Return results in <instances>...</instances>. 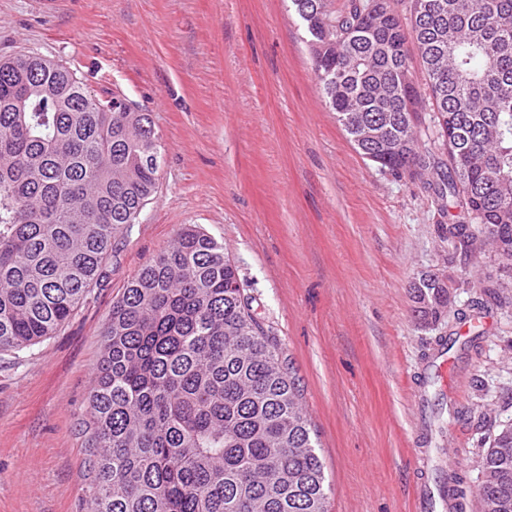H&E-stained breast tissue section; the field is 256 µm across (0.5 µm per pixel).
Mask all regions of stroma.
I'll return each mask as SVG.
<instances>
[{"mask_svg":"<svg viewBox=\"0 0 512 512\" xmlns=\"http://www.w3.org/2000/svg\"><path fill=\"white\" fill-rule=\"evenodd\" d=\"M65 64L122 94L160 136L158 190L106 262L108 278L55 336L0 352V512H86L79 423L112 301L192 225L223 244L293 366L329 485V512H418L420 442L472 507L488 436L512 418V301L467 315L494 252L449 254L468 222L435 114L415 122L426 175L363 158L326 107L290 0H0V57ZM452 282L426 323L410 284ZM455 341L436 371L435 341Z\"/></svg>","mask_w":512,"mask_h":512,"instance_id":"obj_1","label":"stroma"}]
</instances>
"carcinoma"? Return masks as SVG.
<instances>
[{"label": "carcinoma", "mask_w": 512, "mask_h": 512, "mask_svg": "<svg viewBox=\"0 0 512 512\" xmlns=\"http://www.w3.org/2000/svg\"><path fill=\"white\" fill-rule=\"evenodd\" d=\"M291 0L325 104L368 160L400 175L419 158L416 42L455 177L439 188L477 224L448 251L491 248L512 299V0ZM151 115L97 98L35 53L0 58V349L55 335L107 277L105 262L158 189ZM437 322L451 303L432 272L411 284ZM224 246L195 227L112 303L81 434L91 512H328L297 379L258 320ZM512 512V422L499 424L475 492Z\"/></svg>", "instance_id": "obj_1"}]
</instances>
